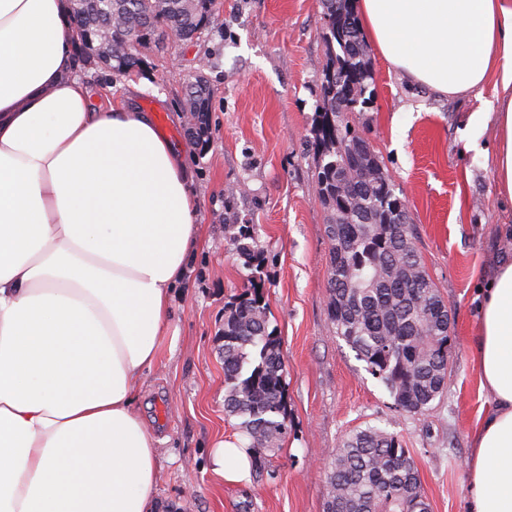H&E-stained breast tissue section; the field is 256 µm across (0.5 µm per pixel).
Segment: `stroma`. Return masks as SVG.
Wrapping results in <instances>:
<instances>
[{"label":"stroma","instance_id":"stroma-1","mask_svg":"<svg viewBox=\"0 0 512 512\" xmlns=\"http://www.w3.org/2000/svg\"><path fill=\"white\" fill-rule=\"evenodd\" d=\"M213 27L194 42L140 52L126 73L98 70L106 100L134 98L160 132L186 147L203 244L173 299L170 332L138 398L161 440L160 512H324L332 452L350 432L397 434L420 473L431 512H464L474 431L494 403L473 360L479 288L512 259V225L492 167L494 80L450 96L410 82L372 53L373 103L349 113L408 206L416 246L451 314L448 392L423 415L396 407L381 380L336 334L328 315L331 241L317 198L313 127L326 64L321 0H217ZM211 88L206 143L189 135L184 83ZM253 229L265 258L254 271L233 227ZM261 276L269 326L281 343L288 432L262 476L227 484L208 468L221 438L239 435L224 412V307Z\"/></svg>","mask_w":512,"mask_h":512}]
</instances>
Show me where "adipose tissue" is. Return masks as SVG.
Instances as JSON below:
<instances>
[{
	"label": "adipose tissue",
	"mask_w": 512,
	"mask_h": 512,
	"mask_svg": "<svg viewBox=\"0 0 512 512\" xmlns=\"http://www.w3.org/2000/svg\"><path fill=\"white\" fill-rule=\"evenodd\" d=\"M409 80L455 95L496 73L493 171L512 208V0H356ZM69 0H0V512H155L158 440L137 400L199 241L193 173L152 113L94 105ZM496 408L474 435L467 512H512V261L479 305ZM242 440L210 449L249 479Z\"/></svg>",
	"instance_id": "obj_1"
}]
</instances>
